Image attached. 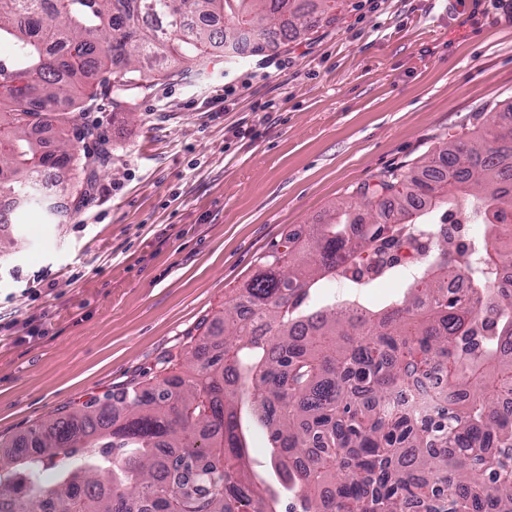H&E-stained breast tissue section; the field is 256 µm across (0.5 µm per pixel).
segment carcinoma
<instances>
[{
	"instance_id": "carcinoma-1",
	"label": "carcinoma",
	"mask_w": 512,
	"mask_h": 512,
	"mask_svg": "<svg viewBox=\"0 0 512 512\" xmlns=\"http://www.w3.org/2000/svg\"><path fill=\"white\" fill-rule=\"evenodd\" d=\"M338 0H3L0 61V197L38 201L42 177L72 162L32 135L59 129L76 106L148 88L144 65L189 63L206 71L216 36L250 53L336 19ZM222 18L216 30L198 17ZM341 202L308 241L288 239L207 326L184 371L151 389H120L29 428L0 451V512H512V267L499 249L512 225V115L476 140L440 147L420 169L390 170ZM477 214L482 262L448 259V240L425 255L419 276L378 309L310 302L373 244L393 240L389 219L429 231L441 218ZM469 275L470 287L448 281ZM430 366L454 398L420 423L393 403ZM265 428L271 473L251 466L250 424ZM53 472L47 482L44 474Z\"/></svg>"
}]
</instances>
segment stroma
<instances>
[{
    "mask_svg": "<svg viewBox=\"0 0 512 512\" xmlns=\"http://www.w3.org/2000/svg\"><path fill=\"white\" fill-rule=\"evenodd\" d=\"M347 2L288 46L217 44L202 79L74 112L68 195L10 206L0 234V443L180 372L274 246L512 112V0Z\"/></svg>",
    "mask_w": 512,
    "mask_h": 512,
    "instance_id": "1",
    "label": "stroma"
}]
</instances>
